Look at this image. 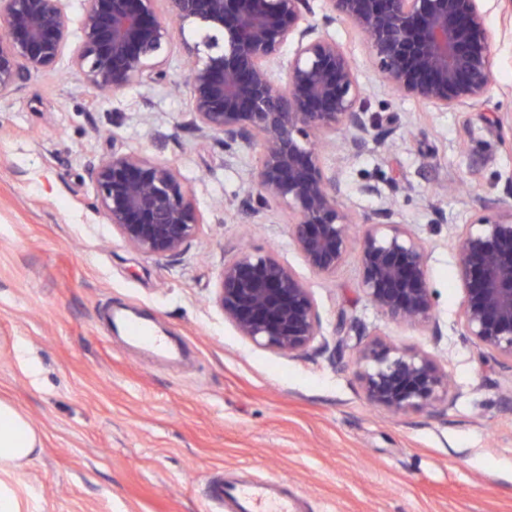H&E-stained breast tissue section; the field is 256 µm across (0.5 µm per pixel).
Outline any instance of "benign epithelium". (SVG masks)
<instances>
[{"label":"benign epithelium","instance_id":"obj_1","mask_svg":"<svg viewBox=\"0 0 512 512\" xmlns=\"http://www.w3.org/2000/svg\"><path fill=\"white\" fill-rule=\"evenodd\" d=\"M166 4L159 8V2ZM67 0H0V97L69 54L70 67L99 94L148 74L165 77L173 25H201L182 43L190 61L188 123L224 136V154L256 149L254 183L242 206L258 219L269 203L288 209L290 238L307 266L331 276L356 251L361 291L389 320L439 326L427 276L428 250L388 207L361 218L340 202L341 183L321 148L343 135L356 155L374 125L343 47L308 23L310 0H85L72 29ZM481 0H327L322 27L342 20L365 39L381 81L445 111L475 108L492 76L493 32ZM293 47L284 75L274 64ZM94 206L113 232L147 256H173L194 239L204 214L170 165L139 152L89 165ZM364 225L354 235L353 225ZM462 292L461 336L512 369V207L483 201L451 239ZM215 302L254 345L288 355L322 335L311 288L270 253L239 250L224 260ZM358 378L376 407L405 412L449 400L448 372L429 353L371 340Z\"/></svg>","mask_w":512,"mask_h":512}]
</instances>
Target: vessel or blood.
Returning a JSON list of instances; mask_svg holds the SVG:
<instances>
[{"label":"vessel or blood","mask_w":512,"mask_h":512,"mask_svg":"<svg viewBox=\"0 0 512 512\" xmlns=\"http://www.w3.org/2000/svg\"><path fill=\"white\" fill-rule=\"evenodd\" d=\"M212 497L222 512H301L303 508L301 493L273 476L216 482Z\"/></svg>","instance_id":"1"}]
</instances>
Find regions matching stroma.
I'll return each instance as SVG.
<instances>
[{"label": "stroma", "mask_w": 512, "mask_h": 512, "mask_svg": "<svg viewBox=\"0 0 512 512\" xmlns=\"http://www.w3.org/2000/svg\"><path fill=\"white\" fill-rule=\"evenodd\" d=\"M482 8L493 82L465 114L395 93L357 33L327 29L389 145L330 149L322 163L355 215L392 205L426 244L436 334L394 324L364 298L357 254L332 277L314 273L284 207L269 204L258 224L240 210L258 152L225 162L221 136L187 125L188 99L170 90L185 75L180 41L164 79L106 98L63 61L0 99V399L42 435L10 479L32 512H213L211 479L241 471L287 480L306 512H512V371L460 335L450 246L482 200L512 206V15L500 0ZM114 151L166 162L188 182L207 222L177 255L134 250L94 207L88 166ZM241 246L273 252L309 285L327 341L344 311L362 336L300 356L239 336L213 298ZM123 312L152 322L174 355L113 333L110 316ZM376 337L433 354L454 380L449 403L370 405L356 354Z\"/></svg>", "instance_id": "1"}]
</instances>
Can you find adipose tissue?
Returning a JSON list of instances; mask_svg holds the SVG:
<instances>
[{
	"label": "adipose tissue",
	"instance_id": "obj_1",
	"mask_svg": "<svg viewBox=\"0 0 512 512\" xmlns=\"http://www.w3.org/2000/svg\"><path fill=\"white\" fill-rule=\"evenodd\" d=\"M41 446V437L30 422L10 403L0 401V512H25L6 477L32 461Z\"/></svg>",
	"mask_w": 512,
	"mask_h": 512
}]
</instances>
